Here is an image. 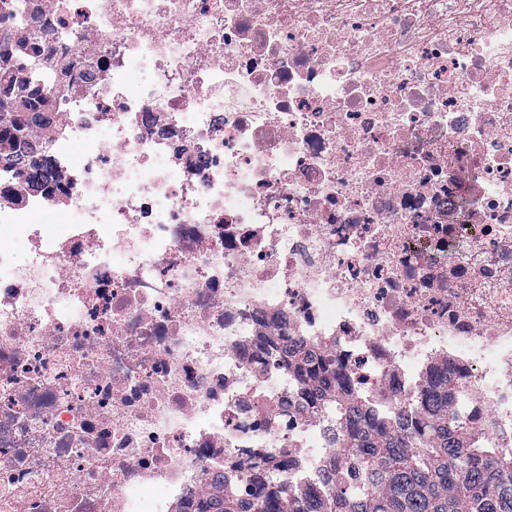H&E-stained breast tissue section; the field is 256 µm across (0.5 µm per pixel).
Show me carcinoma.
<instances>
[{"instance_id": "carcinoma-1", "label": "carcinoma", "mask_w": 512, "mask_h": 512, "mask_svg": "<svg viewBox=\"0 0 512 512\" xmlns=\"http://www.w3.org/2000/svg\"><path fill=\"white\" fill-rule=\"evenodd\" d=\"M1 66L24 71L0 84L3 136L19 146L30 125L43 119L51 83L30 46L0 53ZM302 364L304 384L334 373L328 360L310 353ZM327 405L348 429L344 459L358 468V480L339 472L324 482L322 498L304 500L286 477L283 455L260 464L266 479L255 509L245 510L223 485L195 512H512V453L490 447L462 413L429 414L406 431H390L366 427L361 399L335 397Z\"/></svg>"}]
</instances>
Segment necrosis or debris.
Masks as SVG:
<instances>
[{"mask_svg": "<svg viewBox=\"0 0 512 512\" xmlns=\"http://www.w3.org/2000/svg\"><path fill=\"white\" fill-rule=\"evenodd\" d=\"M26 9L0 49L54 81L41 190L0 147V512H188L231 472L249 503L281 454L317 488L313 349L392 426L462 395L512 449V0ZM301 362L303 364L302 370L304 371L303 375L305 377L302 379L303 384L309 383L311 380L315 383L319 377L327 374H334L335 385L336 381H338L337 383H342L343 381L342 377H337L338 379H336V370L334 371L332 369L330 362L325 358H318L316 355L307 353Z\"/></svg>", "mask_w": 512, "mask_h": 512, "instance_id": "obj_1", "label": "necrosis or debris"}]
</instances>
